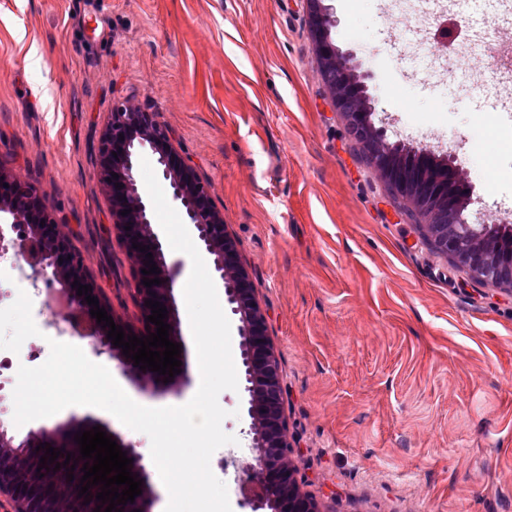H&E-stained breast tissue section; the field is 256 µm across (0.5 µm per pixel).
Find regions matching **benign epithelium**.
Segmentation results:
<instances>
[{
	"mask_svg": "<svg viewBox=\"0 0 512 512\" xmlns=\"http://www.w3.org/2000/svg\"><path fill=\"white\" fill-rule=\"evenodd\" d=\"M308 26L316 46L320 72L332 95V105L346 121L347 133L368 165L373 167L387 186L392 199L403 206L405 215L421 223L420 233L434 250L446 255L450 261L466 271L481 284L512 292V257L504 260L491 255L479 246L464 247L448 236V227L462 222L453 197L439 183L432 182L419 189L420 196L410 194L408 184L397 178L389 159L367 150L371 128L352 104V92L367 90L368 74L360 71L353 55L343 52L332 38L336 17L328 0H306ZM146 147L157 155L162 178L168 182L171 199L185 212L187 225L204 250L213 256V263L224 287L230 311L240 322L241 358L245 373V392L248 393V415L254 431L255 464L243 481V502L251 512H320L318 503L301 493L297 470L290 463L292 447L287 438V424L282 413V389L272 343L268 337L264 315L256 301L245 262L240 258L233 239L224 225L223 215L214 207L207 188L178 158L169 132L162 127L156 115L133 106H119L109 113L101 133L98 154L100 171L106 181L107 197L112 224L131 258L137 279V293L141 308L143 329L124 330L125 336L139 338L157 330L146 321L152 309L145 301H158L166 306L170 325L169 340L177 342L178 315L174 301V280L167 264L163 243L151 220V203L137 189L134 176L135 154ZM118 177H113V174ZM0 224H18L23 231L6 241L0 239L4 251H12L31 270V276L42 280L50 290L67 298L68 312L62 320L70 323L89 340L93 353L109 354L121 369L133 376L146 379L151 385L162 382L165 376L143 371L126 357L122 349L107 337L109 327L97 323L85 296L77 295L74 283L89 285V295L98 299L99 307L120 325L111 303L106 300L91 277L85 260L71 238L49 214L47 206L33 186L8 176L0 163ZM433 208L431 216L422 218L421 205ZM128 214L123 215L121 211ZM150 247L153 263L160 272L145 275L146 252L133 244ZM161 280L159 284L144 286L143 278ZM97 423L85 420L79 424L53 429L39 428L24 437V443L37 449L31 457H15L9 449L16 447V434L0 428V495L5 494L14 504V512H52L46 505V487L49 483L73 474L72 483L81 489L84 475L74 461L81 460L80 445L74 440L78 432L90 431ZM112 439L132 459L129 469L142 481V494L135 501L118 505L121 512H151L153 504L149 475L131 446L122 442L118 434ZM59 452L55 463L38 469L45 455L44 444ZM71 461H66V458ZM68 465H63V462Z\"/></svg>",
	"mask_w": 512,
	"mask_h": 512,
	"instance_id": "1",
	"label": "benign epithelium"
}]
</instances>
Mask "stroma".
Here are the masks:
<instances>
[{
  "label": "stroma",
  "mask_w": 512,
  "mask_h": 512,
  "mask_svg": "<svg viewBox=\"0 0 512 512\" xmlns=\"http://www.w3.org/2000/svg\"><path fill=\"white\" fill-rule=\"evenodd\" d=\"M391 0H333L337 46L368 71L389 141L457 157L468 214L512 217V151L485 98L489 57L442 84L437 29L405 30ZM447 46L512 36V22L442 16ZM37 47L46 66L27 67ZM156 113L180 160L209 187L248 265L279 363L291 457L322 512H512V294L473 282L393 205L350 141L319 68L305 0H0V160L46 198L116 315L141 327L136 281L116 236L97 147L113 106ZM502 171L489 176L486 164ZM178 406L196 392L195 347L180 313ZM13 366L36 367L57 326L36 318ZM240 468L254 463L244 391L218 398ZM95 420L167 490L150 439L111 414L71 406L19 427Z\"/></svg>",
  "instance_id": "1"
}]
</instances>
